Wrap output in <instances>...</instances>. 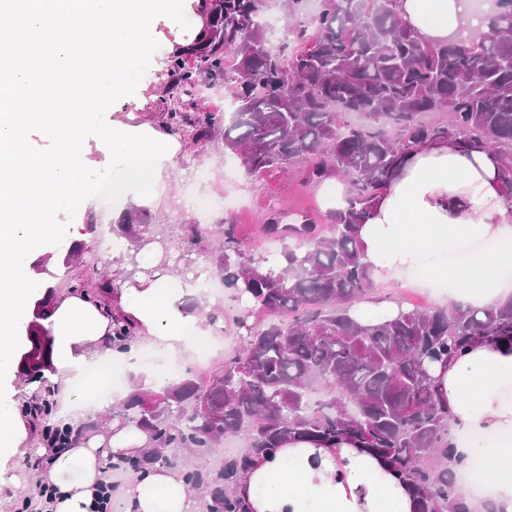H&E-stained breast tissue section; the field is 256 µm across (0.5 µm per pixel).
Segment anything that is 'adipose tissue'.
Returning a JSON list of instances; mask_svg holds the SVG:
<instances>
[{
	"label": "adipose tissue",
	"instance_id": "obj_1",
	"mask_svg": "<svg viewBox=\"0 0 512 512\" xmlns=\"http://www.w3.org/2000/svg\"><path fill=\"white\" fill-rule=\"evenodd\" d=\"M404 22L427 44L465 40L476 31L466 0H396ZM496 155L444 141L416 146L393 175L384 196L360 229L365 261L376 280L409 269L426 252H446L467 238L497 244L466 265L447 270L451 299L477 307L507 298L500 272L512 266V195L497 176ZM193 289L178 287L167 275H136L117 297L139 337L167 354L190 345L191 335L208 328L205 315L185 311ZM46 327L52 336L54 382L69 384L77 374L95 389L94 364L129 362L134 350L106 348L112 316L80 290L55 299ZM430 373L448 411L456 445L450 463L458 489L472 512H512V347L483 338L460 356L431 366ZM149 443L132 424L112 421L103 432L53 452L43 474L57 495L50 512H93L92 498L102 482L101 460L134 457ZM489 462L491 480H466L476 459ZM118 494L130 512H200L198 495L188 490L181 471L157 467L122 486ZM249 512H416V501L399 475L357 443L339 439L285 442L274 452L253 457L233 488Z\"/></svg>",
	"mask_w": 512,
	"mask_h": 512
}]
</instances>
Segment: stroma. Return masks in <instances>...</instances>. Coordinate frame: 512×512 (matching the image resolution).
<instances>
[{
    "mask_svg": "<svg viewBox=\"0 0 512 512\" xmlns=\"http://www.w3.org/2000/svg\"><path fill=\"white\" fill-rule=\"evenodd\" d=\"M150 31L158 43L151 64L131 98L106 112L108 124L126 128L148 126L159 132L166 129L167 114L160 102L167 80L166 64L172 44L187 39L188 33L165 16L156 17ZM175 140L179 150L156 179L148 202L129 196L106 206L93 198L75 217L59 213L61 223L72 220L93 225L94 230L82 242L71 268L62 266L68 244L52 245L32 255L39 287H53L55 295L60 296L67 292L62 280L64 273H71L89 291L100 281L115 277L122 269L121 258L129 243L117 237L112 227L130 217L140 216L153 224H198L207 228L231 222L237 224L245 246L265 254L271 243L260 237L258 229L270 210L314 212L327 206L323 189H303L296 172L273 173L264 180H252L239 157L225 150L223 136H216L203 150L186 135H176ZM201 192L212 199L233 197L237 204L205 213L186 205L187 196ZM37 459L33 441L27 440L21 444L16 458L0 462V512H18L30 487L39 483L42 472L35 467Z\"/></svg>",
    "mask_w": 512,
    "mask_h": 512,
    "instance_id": "obj_1",
    "label": "stroma"
}]
</instances>
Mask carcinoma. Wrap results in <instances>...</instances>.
<instances>
[{
  "label": "carcinoma",
  "mask_w": 512,
  "mask_h": 512,
  "mask_svg": "<svg viewBox=\"0 0 512 512\" xmlns=\"http://www.w3.org/2000/svg\"><path fill=\"white\" fill-rule=\"evenodd\" d=\"M268 2L212 0L195 42L167 63L170 129L204 147L224 127V148L258 180L291 168L305 188L340 178L347 189L320 219L298 212L286 223L280 210L269 211L261 230L282 245L274 259L243 249L233 224L220 227L216 246L208 231L188 228L177 253L153 224L117 226L134 247L152 238L157 266L186 276L214 268L225 289L252 299L232 320L241 350L209 376L188 368L165 385L135 379L112 418L135 424L151 445L121 468L133 479L157 465L178 468L191 489L206 491L203 512H248L232 488L252 456L291 438H347L404 478L418 512H472L448 468V412L427 364L486 336L512 344V298L365 323L349 311L374 279L359 228L418 144L446 139L494 150L512 194V0H494L487 31L446 45L421 42L393 0H321L310 18L306 0H286L287 32L299 45L291 52L286 42L268 44ZM220 84L232 92L227 117L198 108L200 91ZM350 112L369 122L345 124L341 115ZM27 338L20 372L45 383L48 336L34 322ZM134 339L116 317L112 347L126 350ZM30 413L56 426L48 396ZM229 438L245 449L211 464Z\"/></svg>",
  "instance_id": "obj_1"
}]
</instances>
